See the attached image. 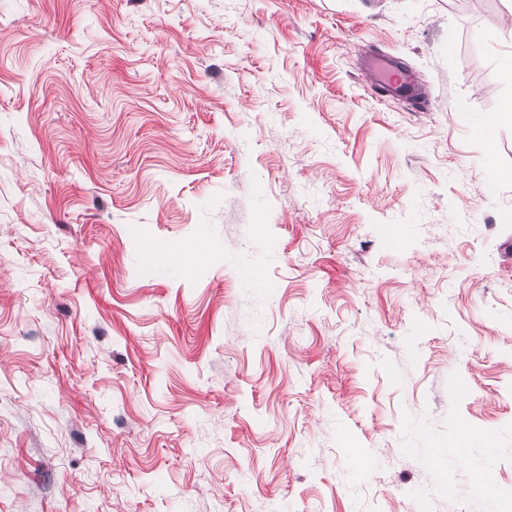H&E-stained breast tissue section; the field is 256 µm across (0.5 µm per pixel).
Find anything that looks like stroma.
I'll return each mask as SVG.
<instances>
[{
  "mask_svg": "<svg viewBox=\"0 0 512 512\" xmlns=\"http://www.w3.org/2000/svg\"><path fill=\"white\" fill-rule=\"evenodd\" d=\"M510 100L512 0H0V512L512 493ZM382 64L386 76L379 85L381 96L386 100L403 99L412 103L418 110L422 108L426 101L420 79L394 59H387Z\"/></svg>",
  "mask_w": 512,
  "mask_h": 512,
  "instance_id": "1",
  "label": "stroma"
}]
</instances>
